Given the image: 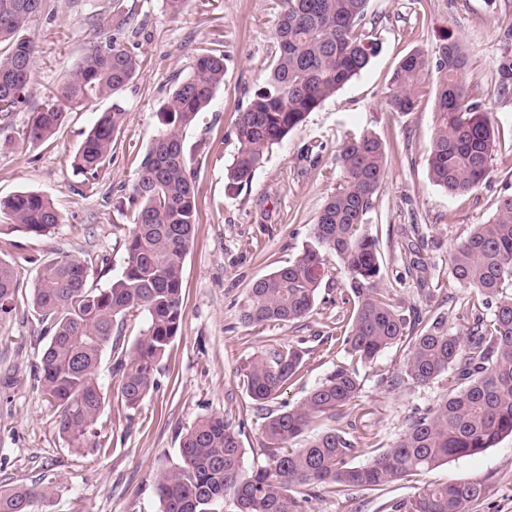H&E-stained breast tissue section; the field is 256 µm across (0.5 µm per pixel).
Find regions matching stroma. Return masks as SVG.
<instances>
[{
  "instance_id": "stroma-1",
  "label": "stroma",
  "mask_w": 512,
  "mask_h": 512,
  "mask_svg": "<svg viewBox=\"0 0 512 512\" xmlns=\"http://www.w3.org/2000/svg\"><path fill=\"white\" fill-rule=\"evenodd\" d=\"M279 0H189L171 15L165 0H46L22 31L37 48L27 98L0 119V198L31 191L51 199L62 222L45 236L15 231L0 214V259L18 274L10 313L0 314V480L13 485H48L50 499L38 512H160L156 484L181 462L182 431L195 420L224 417L239 434L245 466L263 462L257 408L243 387L239 368L267 351L271 340L306 350L305 366L280 400L297 404L337 364L344 352L330 349L345 307L343 281L334 256L314 311L277 326H249L240 304L251 285L293 262L311 241L313 225L342 180L336 146L344 134L370 131L386 146L385 177L374 199L369 229L379 239L381 281L397 301L415 306L421 319L445 314L451 331L470 293L448 285L453 245L475 225L494 219L502 196L512 193V87L501 88L498 63L512 56V0H370L363 30L379 45L371 66L335 97L311 112L270 150L251 183L232 188L226 168L236 151L235 119L262 85L278 55L275 28ZM118 15L120 35L144 64L122 92L126 110L112 143V156L87 186L73 157L101 113L104 97L68 112L44 143L23 142L22 134L50 92L74 69L86 47L99 40L98 18ZM465 51L470 100L491 111L501 149L489 173L471 193L451 196L428 175L427 148L434 125V97L422 89L408 113L384 104L399 61L415 50L433 52L443 34ZM227 57L224 84L183 133L186 152L196 159L197 223L183 268V320L158 367L157 385L137 409L117 399L115 359L104 354L97 372L106 403L97 429L110 446L74 456L59 434L56 408L37 380L48 342L30 301L40 263L65 252L91 266V286L106 287L125 263L124 238L132 228L127 212L132 182L152 139L161 128V108L176 77L188 73L201 49ZM424 225L421 256L428 264L426 287L406 276L404 242L397 227ZM406 348L396 345L360 367L362 392L355 408L341 410L337 428L359 443L354 464L366 463L410 426L413 418L445 397L448 384L394 385ZM470 480L488 492L471 512H512V436L482 453L448 461L429 472L393 483L386 493L358 492L353 500L313 497L306 512H392L391 505L428 483Z\"/></svg>"
}]
</instances>
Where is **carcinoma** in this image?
<instances>
[{
    "label": "carcinoma",
    "mask_w": 512,
    "mask_h": 512,
    "mask_svg": "<svg viewBox=\"0 0 512 512\" xmlns=\"http://www.w3.org/2000/svg\"><path fill=\"white\" fill-rule=\"evenodd\" d=\"M369 0H281L276 26L279 54L265 85L236 115L237 151L227 168L231 185L252 181L269 151L307 115L358 76L376 54L361 30ZM45 0H0V115L23 101L35 47L20 36ZM106 35L90 44L67 80L35 112L23 140L45 141L67 112L110 96L104 112L75 153L74 166L96 179L112 154L124 120L121 92L140 71L141 58L112 31L126 25L101 18ZM467 56L448 38L429 57L404 56L386 96L392 112H411L421 90L434 92L435 131L427 154L432 182L450 195L472 192L486 178L500 142L489 111L466 93ZM226 56L206 50L177 79L163 106V128L153 139L131 186L133 227L125 239L122 272L105 288L88 283L87 261L62 253L39 265L32 306L49 341L38 379L59 412L58 431L71 451L84 457L104 447L96 424L106 401L97 369L108 349L118 350L114 329L143 313L146 328L131 349L116 357L117 398L136 409L154 389L155 374L182 320L183 264L197 221L193 158L183 132L205 111L224 84ZM343 180L313 225V241L289 265L256 280L240 305L248 325H277L309 316L325 277V256H336L349 305L348 322L336 328V348L349 361L339 365L298 404L266 414L261 425L265 462L244 466L238 433L222 416L189 425L180 441L182 464L160 475V512H305L317 493L348 499L362 490H382L451 458L475 455L512 435V195L499 200L495 218L475 225L457 243L449 283L471 291L460 308V329L448 330L439 314L421 325L410 321L390 288L381 284L378 239L368 233V214L386 171V148L371 132L350 134L338 145ZM0 213L18 231L44 236L61 223L54 202L36 192L0 199ZM17 290L14 268L0 259V312L11 309ZM408 343L394 384L427 386L448 380L450 394L425 409L390 447L354 465L358 441L329 428L297 445L319 419H334L360 398L358 366L387 349ZM304 366V351L274 342L240 368L249 397L273 403ZM48 486H0V512H36ZM486 495L480 482L431 483L392 505L393 512H468Z\"/></svg>",
    "instance_id": "1"
}]
</instances>
